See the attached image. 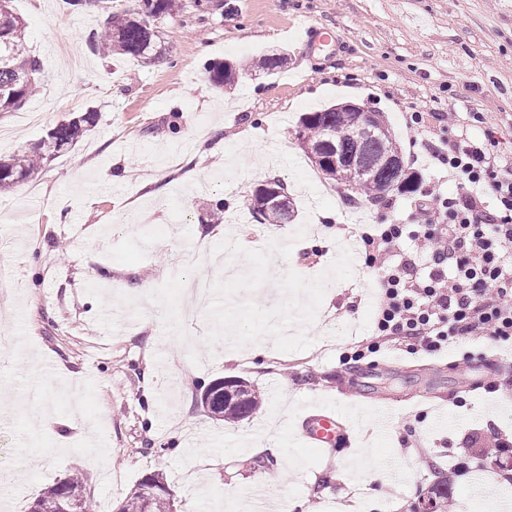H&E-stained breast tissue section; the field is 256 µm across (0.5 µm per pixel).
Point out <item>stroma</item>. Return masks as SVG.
<instances>
[{
    "label": "stroma",
    "mask_w": 512,
    "mask_h": 512,
    "mask_svg": "<svg viewBox=\"0 0 512 512\" xmlns=\"http://www.w3.org/2000/svg\"><path fill=\"white\" fill-rule=\"evenodd\" d=\"M162 21L167 58L151 64L91 50L101 11L68 0H11L41 64L27 109L0 112V156L31 150L46 131L93 110L70 151L0 194V512H27L40 491L82 474L95 512H117L142 474L162 473L175 512H429L427 491L450 462L484 446L482 468L449 476L455 512H495L512 493L491 433H512V384H482L494 346L467 342L447 356L383 346L375 363L340 362L371 338L376 269L361 223L407 224L418 185L456 183L408 164L416 189L375 204L343 205L295 136L303 113L363 103L408 150L406 115L424 137L492 132L512 160V0H196ZM335 32L310 46L307 23ZM286 53L274 74L256 60ZM239 63L217 89L208 64ZM454 113L453 126L437 116ZM168 180H157L158 172ZM283 179L289 224H216L213 207L249 212L262 178ZM206 274L212 301L181 318L185 281ZM149 293H142V285ZM111 310V324L101 315ZM237 330L229 335L226 322ZM265 343L257 362L251 347ZM473 352L461 363L463 352ZM242 377L264 405L233 424L197 400L217 378ZM39 386L53 425L32 429ZM86 393L87 438L71 418L70 387ZM335 414L336 445H305L306 415ZM285 454L257 467L252 440ZM381 476L344 484L364 443ZM99 458L89 466L90 455Z\"/></svg>",
    "instance_id": "stroma-1"
}]
</instances>
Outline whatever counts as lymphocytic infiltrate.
<instances>
[{
    "label": "lymphocytic infiltrate",
    "instance_id": "lymphocytic-infiltrate-1",
    "mask_svg": "<svg viewBox=\"0 0 512 512\" xmlns=\"http://www.w3.org/2000/svg\"><path fill=\"white\" fill-rule=\"evenodd\" d=\"M422 120L408 118L409 146H422L459 191L448 196L427 183L414 223L361 226L366 263L378 271L374 337L342 353L345 361L371 358L389 341L431 355L469 338L512 346V162L499 158L488 133L419 143ZM407 239L414 252H402Z\"/></svg>",
    "mask_w": 512,
    "mask_h": 512
}]
</instances>
